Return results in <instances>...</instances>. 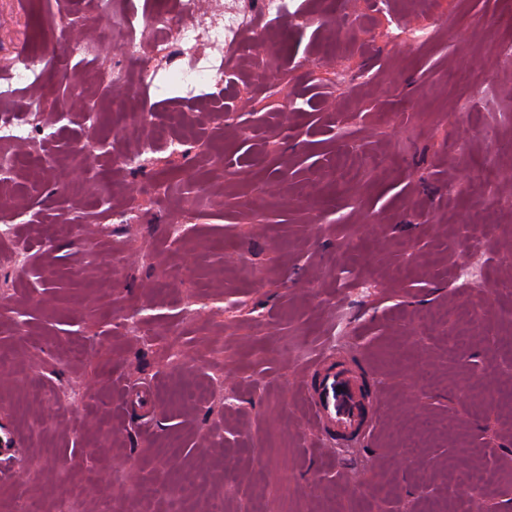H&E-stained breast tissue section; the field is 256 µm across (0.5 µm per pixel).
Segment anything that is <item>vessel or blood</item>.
Returning <instances> with one entry per match:
<instances>
[{
    "instance_id": "b4317fda",
    "label": "vessel or blood",
    "mask_w": 512,
    "mask_h": 512,
    "mask_svg": "<svg viewBox=\"0 0 512 512\" xmlns=\"http://www.w3.org/2000/svg\"><path fill=\"white\" fill-rule=\"evenodd\" d=\"M303 389L318 431L335 436L340 445L368 434L378 400L347 361L327 353L315 355L307 364Z\"/></svg>"
}]
</instances>
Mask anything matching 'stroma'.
I'll use <instances>...</instances> for the list:
<instances>
[{
    "label": "stroma",
    "mask_w": 512,
    "mask_h": 512,
    "mask_svg": "<svg viewBox=\"0 0 512 512\" xmlns=\"http://www.w3.org/2000/svg\"><path fill=\"white\" fill-rule=\"evenodd\" d=\"M117 10L0 0V76L24 47L62 64L9 98L57 166L14 169L0 195V247L40 255L31 272L0 262V431L17 442L0 512H126L127 488L138 512H250L259 493L270 512H468L454 480L478 471L485 512H512V405L484 398L512 391V0H289L309 24L276 23L268 53L234 66L231 105L202 101L204 49L159 64L149 124L89 128L81 112L125 98L96 74L127 60L68 44ZM476 86L471 119L457 103ZM173 110L191 137L155 136ZM72 210L88 224L52 235ZM478 211L495 230L467 236ZM320 351L377 392L362 446H325L307 416ZM475 374L483 393H465ZM128 385L151 388L147 408ZM422 419L438 432L403 447Z\"/></svg>",
    "instance_id": "stroma-1"
}]
</instances>
